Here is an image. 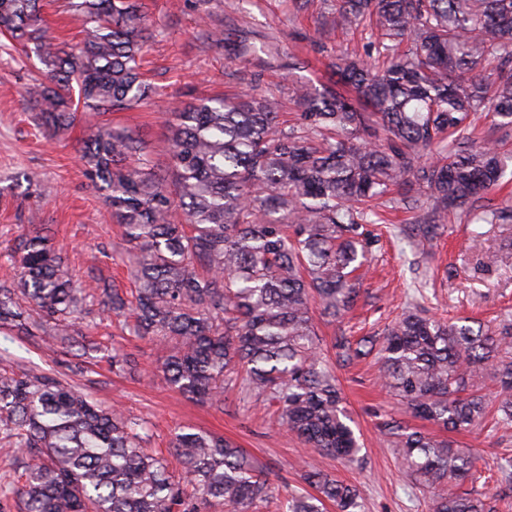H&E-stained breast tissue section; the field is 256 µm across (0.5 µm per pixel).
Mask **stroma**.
<instances>
[{
    "label": "stroma",
    "instance_id": "stroma-1",
    "mask_svg": "<svg viewBox=\"0 0 512 512\" xmlns=\"http://www.w3.org/2000/svg\"><path fill=\"white\" fill-rule=\"evenodd\" d=\"M153 36L145 47V72L154 86L151 99L133 109L100 115L101 123L129 131L145 143L154 171L172 184L169 156L171 113L202 98L254 89L276 98L281 119L295 122L303 107L294 93L307 82L326 85V63L338 52H364V40H336L335 0H315L305 9L293 0H144ZM247 43L249 53L234 47ZM278 45L277 54L269 46ZM38 59L0 52V281L11 279L10 262L23 234L46 228L53 246L78 283L103 277L122 292H134L123 229L112 218L103 191L86 177L79 159L85 116L57 134L38 125L26 90L43 79ZM38 224H29L31 212ZM393 231L383 233L354 310L335 323L316 316L323 341L338 329L353 336H377L407 307H418L445 319L465 318L496 330L512 324V220L472 224L464 212L450 213L443 235L419 252L397 231L411 223V213H393ZM70 336L83 345L73 357L68 345L33 343L0 329V366L16 373H55L93 400L120 405L128 417L148 421L155 448L171 462L175 429L191 427L224 436L244 448L268 472L280 494L299 486L296 469L306 460L335 478L356 486L363 512H429L430 500L403 468L378 428L383 417L409 421L439 434L431 422L410 418L405 408L377 379V358L337 369L352 428L361 445L359 463L307 451L276 420L274 407L241 399L237 390L224 394L223 407L183 397L163 381L158 367L169 348L134 334L131 323L88 303L74 320ZM134 359V374L113 372L110 356ZM458 448L473 452L481 474L474 488L500 497V512H512V425L486 422L456 433Z\"/></svg>",
    "mask_w": 512,
    "mask_h": 512
}]
</instances>
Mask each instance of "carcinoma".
Returning <instances> with one entry per match:
<instances>
[{
    "mask_svg": "<svg viewBox=\"0 0 512 512\" xmlns=\"http://www.w3.org/2000/svg\"><path fill=\"white\" fill-rule=\"evenodd\" d=\"M39 0H0L1 48L20 47L45 65L27 90L42 125L70 126L79 111L131 108L152 96L141 72L151 29L138 0H68L88 37L58 43ZM367 32L375 60L338 56L332 77L350 95L304 84L299 124L279 126V103L244 92L202 99L173 113L174 191L149 168L146 147L126 130L91 125L80 147L86 174L107 191L130 247L134 300L96 286L102 311L133 312L138 336L171 344L161 366L176 392L224 405V389L277 406L279 423L302 444L345 463L358 443L336 368L379 349V378L415 418L446 431L484 420L478 381L499 387L498 421L512 422V324L495 333L445 322L417 309L383 336L334 337L323 352L312 305L333 321L360 294L358 271L379 241L381 207L416 213L414 244L445 231L448 211L470 223L506 221L488 195L512 167L475 136L479 112L512 128V0H336V31ZM13 261L21 272L0 285V328L63 341L83 310L59 254L39 231ZM35 308L54 320L32 319ZM381 432L403 466L433 493L431 512H497V495L457 492L478 480L475 459L444 437L393 418ZM0 438L23 459L17 480H0V501L25 512H250L274 500L267 475L233 442L175 432L183 473L146 448L144 421L92 401L48 373L0 371ZM286 512H359L356 487L308 463Z\"/></svg>",
    "mask_w": 512,
    "mask_h": 512,
    "instance_id": "obj_1",
    "label": "carcinoma"
}]
</instances>
